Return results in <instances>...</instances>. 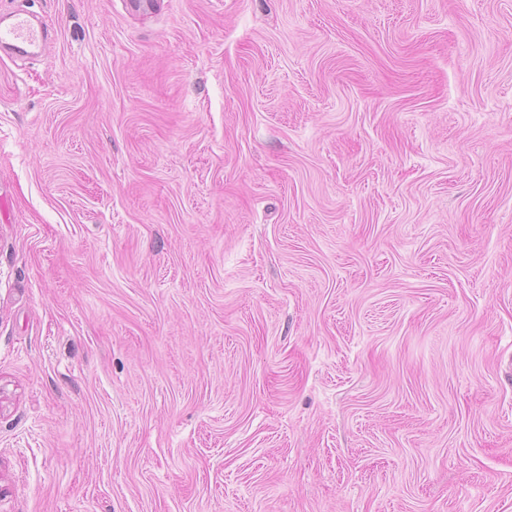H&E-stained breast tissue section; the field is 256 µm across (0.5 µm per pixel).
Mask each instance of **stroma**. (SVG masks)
Masks as SVG:
<instances>
[{
  "mask_svg": "<svg viewBox=\"0 0 512 512\" xmlns=\"http://www.w3.org/2000/svg\"><path fill=\"white\" fill-rule=\"evenodd\" d=\"M0 512H512V0H0ZM49 31L43 20H34L27 15L15 13L11 20L0 22V48L27 50L35 56L45 49Z\"/></svg>",
  "mask_w": 512,
  "mask_h": 512,
  "instance_id": "35a3bbf8",
  "label": "stroma"
}]
</instances>
